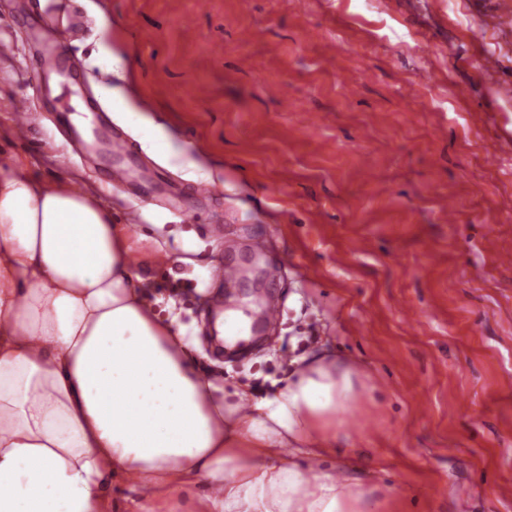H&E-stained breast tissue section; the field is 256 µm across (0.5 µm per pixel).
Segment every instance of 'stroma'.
Returning <instances> with one entry per match:
<instances>
[{"label":"stroma","instance_id":"stroma-1","mask_svg":"<svg viewBox=\"0 0 512 512\" xmlns=\"http://www.w3.org/2000/svg\"><path fill=\"white\" fill-rule=\"evenodd\" d=\"M73 6L81 26L54 35L71 75L52 88L50 0H0V126L27 98L10 154L128 226L199 372L260 398L333 346L366 376L329 459L363 512H512V97L481 75L494 57L512 82V26L484 19L512 0ZM96 129L142 149L122 185ZM248 252L281 317L220 353L215 269Z\"/></svg>","mask_w":512,"mask_h":512}]
</instances>
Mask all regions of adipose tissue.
<instances>
[{
	"label": "adipose tissue",
	"instance_id": "adipose-tissue-1",
	"mask_svg": "<svg viewBox=\"0 0 512 512\" xmlns=\"http://www.w3.org/2000/svg\"><path fill=\"white\" fill-rule=\"evenodd\" d=\"M285 386L239 403L200 376L155 319L127 227L97 195L0 164V512H131L202 484L195 512H358L323 465L360 373L326 347ZM110 512H128L131 499L137 498L140 488L132 479L126 477L113 478L108 486Z\"/></svg>",
	"mask_w": 512,
	"mask_h": 512
}]
</instances>
